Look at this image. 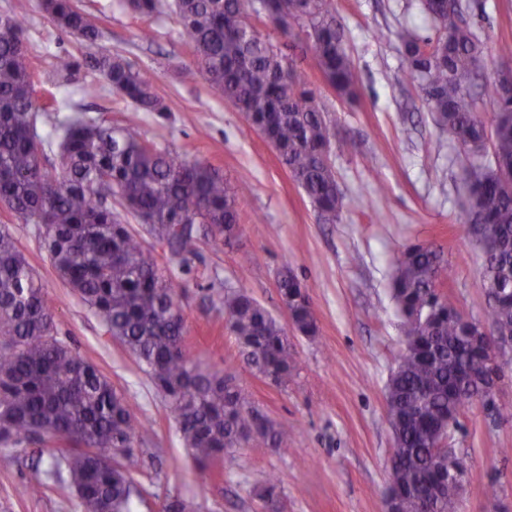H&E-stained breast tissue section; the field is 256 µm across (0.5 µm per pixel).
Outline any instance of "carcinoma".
Returning a JSON list of instances; mask_svg holds the SVG:
<instances>
[{
    "label": "carcinoma",
    "mask_w": 512,
    "mask_h": 512,
    "mask_svg": "<svg viewBox=\"0 0 512 512\" xmlns=\"http://www.w3.org/2000/svg\"><path fill=\"white\" fill-rule=\"evenodd\" d=\"M142 17L168 15L190 49L211 93L241 112L249 128L276 149L280 163L326 224L345 206L330 159V119L296 62L270 36L299 31L327 85L341 99L355 94L351 56L336 24L333 0H122ZM434 38L398 33L410 76L435 122L454 138L467 173L491 152L493 166L471 183L468 206L482 248L484 285L497 289L485 323L512 337V98L495 93L494 125L481 120L471 84L483 61L481 40L465 21L448 28L444 0H422ZM57 29L95 43L100 32L77 0H44ZM87 70L102 75L129 102L121 123L105 126L65 96L34 105L31 57L16 19L0 16V445L49 458L45 479L68 488L80 512H133L139 494L127 466L135 443L152 434L135 398L112 385L95 364L57 336L54 305L15 238L11 225L37 224L52 266L100 318L168 399L184 447L206 470L254 438L273 448L288 428L244 404L235 378L204 367L187 351L185 320L169 267H186L208 238L230 241L240 225L238 190L209 164L189 160L142 138L140 113L168 111L151 80L120 55H90ZM80 67L71 55L52 64L58 84ZM58 151V163L42 159ZM145 225L144 245L130 221ZM391 297L405 348L386 385L395 446L391 491L400 512H458L448 478L464 457L442 447L460 428L476 380L490 373L478 322L439 291L447 275L437 249L414 244L392 258ZM278 288L297 332L318 324L307 287L291 272ZM235 336L241 366L275 385L292 369L280 322L242 290L211 295ZM266 504L278 497L271 477L254 486Z\"/></svg>",
    "instance_id": "obj_1"
}]
</instances>
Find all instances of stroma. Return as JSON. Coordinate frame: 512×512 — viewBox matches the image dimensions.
Returning <instances> with one entry per match:
<instances>
[{"label":"stroma","instance_id":"stroma-1","mask_svg":"<svg viewBox=\"0 0 512 512\" xmlns=\"http://www.w3.org/2000/svg\"><path fill=\"white\" fill-rule=\"evenodd\" d=\"M465 19L487 58L474 81L479 114L492 124L499 43H512V0H464ZM102 31L95 50L118 54L152 80L169 111L144 113L140 134L158 147L223 171L239 189L242 224L232 244L209 241L187 268L172 267L185 316L187 349L204 365L235 371L247 405L285 425L288 443L267 447L255 439L224 458L214 473L198 470L179 438L167 403L124 346L62 282L35 226L15 227L28 261L55 307L59 337L71 343L134 396L154 427L139 444L131 469L139 481L136 512H158L179 497L194 512H385L389 453L394 438L385 386L404 350L401 319L390 294L393 255L413 243L441 249L449 267L441 290L463 314L480 320L486 308L482 257L469 239L466 182L459 149L427 111L396 38L400 26L434 36L419 0H334L336 19L356 73V96L338 98L325 83L303 37L274 42L307 75L331 119V160L346 206L339 220L322 223L277 153L243 115L214 97L203 79L184 80L194 57L168 17H138L119 0H80ZM0 15L22 23L24 44L36 66L37 102L69 96L107 124L123 119L127 104L105 79L83 98L79 84L59 87L55 56L76 53L79 41L62 36L43 0H0ZM158 30L141 42V28ZM303 281L319 331L295 333L278 290L281 271ZM219 286L255 298L291 333L294 368L282 386L241 371L238 345L209 295ZM493 405L474 404L452 446L468 464L459 512H483L497 490L512 512V349ZM48 467L36 449L0 446V512H78L76 499L51 484L36 489ZM264 476L280 495L266 508L253 494Z\"/></svg>","mask_w":512,"mask_h":512}]
</instances>
